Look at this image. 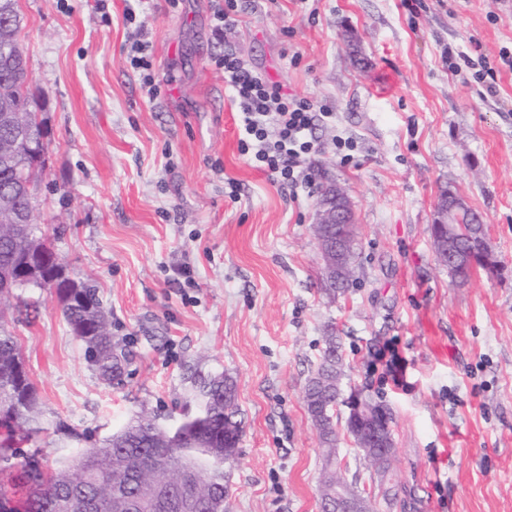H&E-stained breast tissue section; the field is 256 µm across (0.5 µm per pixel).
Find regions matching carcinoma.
Here are the masks:
<instances>
[{"instance_id":"carcinoma-1","label":"carcinoma","mask_w":512,"mask_h":512,"mask_svg":"<svg viewBox=\"0 0 512 512\" xmlns=\"http://www.w3.org/2000/svg\"><path fill=\"white\" fill-rule=\"evenodd\" d=\"M18 0H0V114L26 112L27 136L14 144L0 127V191L11 193V207L0 210V293L15 279L22 239L6 236L13 215L29 205L26 185L45 164L47 131L34 108L27 57L20 39ZM55 293L75 337L81 341L98 379L120 381L128 360L125 345L112 336L111 321L97 289L81 283L56 286ZM321 359L308 377L304 401L323 447L326 472H335L336 418L319 406L336 400L345 376L336 336L323 337ZM199 412L176 429L138 416L104 440L101 446L64 457L52 467L30 459L20 463L29 487L26 512H232L224 464L234 456L224 425H241L236 387L227 375L192 383ZM39 397L25 369L19 342L0 324V465L12 467L15 448L39 430Z\"/></svg>"}]
</instances>
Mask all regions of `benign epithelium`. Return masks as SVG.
Segmentation results:
<instances>
[{
    "mask_svg": "<svg viewBox=\"0 0 512 512\" xmlns=\"http://www.w3.org/2000/svg\"><path fill=\"white\" fill-rule=\"evenodd\" d=\"M467 208L469 204L466 199L454 191L448 190L442 194L433 221V244L436 253L452 267H492L497 264V257L489 244L487 234H482L470 248L459 245L462 233L458 231L454 218L458 212ZM317 223L329 228V232L321 230L316 236L326 272L331 281L341 284L348 279L346 257L356 246V236L352 233L336 235L330 228L343 224L352 229L356 219L350 198L340 185L331 183L324 187L318 201ZM57 273L66 274L64 266L56 257L47 259L40 246L39 236L36 232H31L25 245L24 260L18 269L16 285L21 288L44 283L53 285L57 282ZM346 406L349 410L348 416L365 425L361 439L364 456L370 460L393 456L394 449L385 437L388 425L384 410L358 394L350 395ZM323 512H364L362 494L353 492L349 486L338 482L324 503Z\"/></svg>",
    "mask_w": 512,
    "mask_h": 512,
    "instance_id": "1",
    "label": "benign epithelium"
}]
</instances>
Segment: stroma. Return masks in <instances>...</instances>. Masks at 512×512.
Returning <instances> with one entry per match:
<instances>
[{"instance_id":"1","label":"stroma","mask_w":512,"mask_h":512,"mask_svg":"<svg viewBox=\"0 0 512 512\" xmlns=\"http://www.w3.org/2000/svg\"><path fill=\"white\" fill-rule=\"evenodd\" d=\"M30 84L49 131L38 221L68 275L94 285L123 339L121 383L101 382L54 292L7 310L41 401L20 455L48 461L100 445L139 415L175 427L195 378L236 384L242 436L224 471L233 512H322V450L304 386L339 338L342 396L382 406L397 448L380 512H512V70L481 96L459 52L512 54V0H240L213 29L212 0H151L139 20L159 86L147 101L124 45L125 0H19ZM232 51L285 92L334 112L318 125L316 184L355 211V276L336 299L311 226L238 149V114L215 63ZM357 145L352 162L337 138ZM239 184L237 197L224 191ZM480 214L496 270L457 282L435 256L443 190ZM397 355L398 378L377 354ZM336 468L376 491L336 408ZM217 2L214 11H213V19L215 21V32L217 34H221L226 30H231L232 28L238 26L240 22V14L241 8L237 3L238 0H224L223 1H214Z\"/></svg>"}]
</instances>
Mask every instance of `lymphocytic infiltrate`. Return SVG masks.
Listing matches in <instances>:
<instances>
[{"mask_svg": "<svg viewBox=\"0 0 512 512\" xmlns=\"http://www.w3.org/2000/svg\"><path fill=\"white\" fill-rule=\"evenodd\" d=\"M141 0L127 6L126 23L134 32L127 45V61L141 77L148 99H155L157 84L153 71V45L146 31L136 26ZM216 65L232 93L240 120L239 151L250 156L254 166L292 194L313 196V174L303 164L317 150L311 101L283 92L281 86L257 74L248 62L233 52L225 53Z\"/></svg>", "mask_w": 512, "mask_h": 512, "instance_id": "f902f5d3", "label": "lymphocytic infiltrate"}]
</instances>
